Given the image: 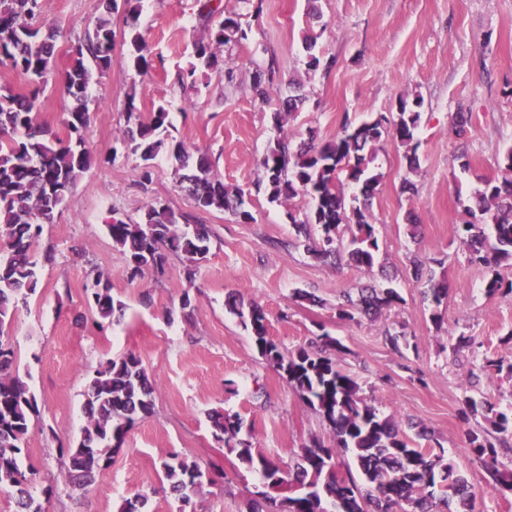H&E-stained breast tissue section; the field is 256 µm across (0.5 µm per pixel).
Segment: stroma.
Returning <instances> with one entry per match:
<instances>
[{"label": "stroma", "mask_w": 512, "mask_h": 512, "mask_svg": "<svg viewBox=\"0 0 512 512\" xmlns=\"http://www.w3.org/2000/svg\"><path fill=\"white\" fill-rule=\"evenodd\" d=\"M138 27L151 67L133 69L122 37V13L112 64L89 89L90 123L85 147L91 167L78 179L66 208L44 225L35 245L38 285L5 328L20 375L34 393L38 414L25 452L53 494L46 512H116L123 498L141 492L149 512H178L160 464L171 452L222 477L193 498L194 512H249L261 478L215 436L210 416L239 415L251 441L264 454L293 464L294 450L311 437H327L321 417L291 387L283 373L262 358L241 321L226 312L224 298L238 292L259 303L269 334L287 350L307 346L326 333L345 347L341 367L357 377L363 394L381 412L423 423L469 482L484 490L488 475L470 456L469 429L483 418H465L463 398L478 386L493 402L512 400V378L485 373L483 356L512 360V295L486 296L483 270L468 261L455 227L485 180L500 179L506 147L512 146V0H263L260 16L240 0H224L251 32L232 50L236 78L202 70L195 86L178 74L195 61L201 35L197 0H143ZM322 21L311 23L310 8ZM92 0H43L47 25L56 28L58 71L71 63L70 45L87 27ZM317 38L318 68H308L304 34ZM276 60L278 72L268 100L251 90L257 70ZM300 84L306 100L288 117L293 142L332 139L344 123L368 114H397L400 98H421L416 132L420 166L409 173L404 149L387 142L373 165L382 179L370 205L380 260L403 301L374 318L342 321L336 315L343 290L368 283L367 275L311 258L298 247L286 211H305L306 197L290 206L269 203L256 188L264 177L260 159L278 131L272 114L278 90ZM137 84L136 108L149 117L167 104L171 133L190 149L207 153L224 183L245 192L253 222L224 212L196 211L179 183L172 161L159 156L152 181L142 184L139 161L119 131L125 125L126 91ZM471 113L465 136H456V112ZM412 189H404V181ZM160 200L193 215L211 229L210 251L187 279V261L169 256L164 275L145 272L129 280L125 255L105 224L111 216L139 218L147 202ZM418 224L410 236L409 222ZM438 259L436 276L448 282L440 308L424 299L413 282L408 256ZM103 273L125 314L99 324L84 288ZM314 292L318 304L294 301L296 290ZM190 295V308L181 298ZM444 318L435 327L433 312ZM403 334L392 350L387 333ZM469 347L453 352L457 337ZM140 357L158 385L153 413L129 430L122 448L87 490L66 478L61 448L76 445L85 424L84 391L92 372L110 359Z\"/></svg>", "instance_id": "1"}]
</instances>
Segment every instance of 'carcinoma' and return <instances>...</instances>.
I'll return each mask as SVG.
<instances>
[{"label": "carcinoma", "mask_w": 512, "mask_h": 512, "mask_svg": "<svg viewBox=\"0 0 512 512\" xmlns=\"http://www.w3.org/2000/svg\"><path fill=\"white\" fill-rule=\"evenodd\" d=\"M203 35L194 43L198 63L206 69L219 66L224 51L248 39L240 14L224 11L222 0H198ZM42 0H0V67L30 80L24 92L0 88V490L9 489L16 512H46L41 497H49L51 486H42L39 471L22 468L23 445L37 401L14 367L13 349L4 336L6 320L18 304L27 303L38 284V263L33 248L42 225L54 221L68 203L79 176L91 165L84 133L89 123L88 90L93 71L103 72L112 61L115 31L112 14L118 0H93L92 17L70 49L73 64L56 77L54 61L57 31L36 23ZM142 0H123L127 31L123 38L130 62L137 72L149 67L148 49L137 29ZM222 20L215 21L216 17ZM277 64L272 60L252 84L255 96L266 99L267 84L273 82ZM60 80L71 98L67 138H54L36 121L40 96L49 82ZM301 98L293 95L274 113L273 124L282 130L284 120L298 110ZM422 100H400L398 117H371L356 126L344 125L335 138L321 143L308 141L297 149L279 136L261 160L269 202L285 204L299 195L311 200L309 210L287 211L304 250L319 260L333 259L364 274L379 263V243L369 222L370 201L380 183V174L370 164L377 147L392 141L405 148L407 168H419L415 134ZM169 110L158 106L143 121L134 112L126 116L123 141L140 159L142 178L151 179L153 161L165 154L178 164L180 182L194 206L202 212H230L244 222L254 220L244 209V191L216 178L211 159L189 151L184 142L169 133ZM504 176L487 181L474 194L468 208L471 220L457 225L456 233L468 249V262L495 270L512 260V146L502 158ZM357 191L346 195L343 183ZM161 201L148 203L140 220L112 218L106 229L113 245L127 258L131 277L147 270L164 271L168 255H182L190 263L209 253L211 232L206 224L191 223ZM350 229V247L343 245L344 229ZM438 259H410L415 283L424 287V297L439 306L448 299V282L435 277L432 265ZM102 320H112L123 311L114 301L103 275L94 276L84 288ZM403 302L394 288L362 290L354 300L342 294L336 306L341 320L355 315L378 314ZM225 307L238 317L259 355L273 363L288 383L319 413L331 430L325 442L319 438L294 453V465L285 468L271 456L239 438L243 421L237 415L215 413V436L224 440L238 460L260 473L263 489L256 492L251 512H475L477 494L454 460L445 451L416 443L392 415H384L372 400L362 395L358 381L341 368L336 355L344 346L323 333L315 344L288 351L269 336L265 309L238 294L228 296ZM157 383L152 381L141 359L128 353L107 361L90 376L85 391L86 425L77 445L66 449L68 478L85 488L94 474L123 445L136 421L152 414ZM472 415L480 414L492 430L467 432V448L490 477L493 492H512V475L498 468V448L512 444V402L498 407L486 399L465 398ZM351 456L358 474L337 470L335 458ZM169 490L181 503L180 512L192 497L211 481L209 472L194 461L170 453L161 463ZM148 496L136 493L122 500L118 512H147Z\"/></svg>", "instance_id": "cac0c4a2"}]
</instances>
